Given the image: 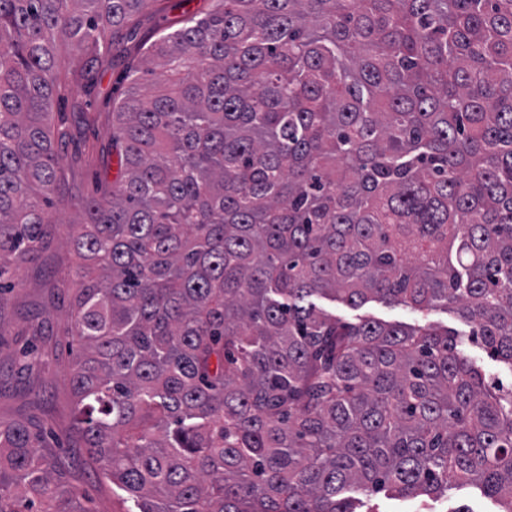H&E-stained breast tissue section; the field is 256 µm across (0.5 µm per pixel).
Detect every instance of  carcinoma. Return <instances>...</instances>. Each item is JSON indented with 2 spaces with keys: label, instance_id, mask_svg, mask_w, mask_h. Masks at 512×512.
<instances>
[{
  "label": "carcinoma",
  "instance_id": "carcinoma-1",
  "mask_svg": "<svg viewBox=\"0 0 512 512\" xmlns=\"http://www.w3.org/2000/svg\"><path fill=\"white\" fill-rule=\"evenodd\" d=\"M154 2L0 0V279L56 220V43L112 65ZM201 2L139 45L66 241L85 448L135 512H512V388L452 330L318 304L444 306L512 366V0ZM0 512H84L23 423ZM361 499L358 511L369 512H450L449 510L465 504L474 512H494L498 506L491 499L485 498L474 487H465L448 491V497L430 499H389L384 493L357 495Z\"/></svg>",
  "mask_w": 512,
  "mask_h": 512
}]
</instances>
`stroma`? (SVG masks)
I'll use <instances>...</instances> for the list:
<instances>
[{
    "mask_svg": "<svg viewBox=\"0 0 512 512\" xmlns=\"http://www.w3.org/2000/svg\"><path fill=\"white\" fill-rule=\"evenodd\" d=\"M182 10L178 0H157L135 20L127 54L115 66L94 71V87L86 89L82 75L87 57L66 43L55 51L57 98L52 127L60 157L56 193L59 224L38 255L20 264L13 289L0 297V427L18 422L41 433L58 473L89 512H132L127 495L103 478L99 465L83 448L75 429L71 368L81 349L73 337L74 276L77 256L66 245L71 231L66 220L79 199L98 195L105 170L112 164V97L126 69L139 66L138 44L153 32L175 25ZM329 313L346 321L375 318L414 326L431 324L458 331L466 354L487 380L512 385V369L491 358L474 341L470 328L455 313L442 308L419 312L380 301L353 308L321 300ZM472 512H496L491 499L473 487L450 490L438 499H390L384 494L363 497L360 512H453L460 505Z\"/></svg>",
    "mask_w": 512,
    "mask_h": 512,
    "instance_id": "1",
    "label": "stroma"
}]
</instances>
